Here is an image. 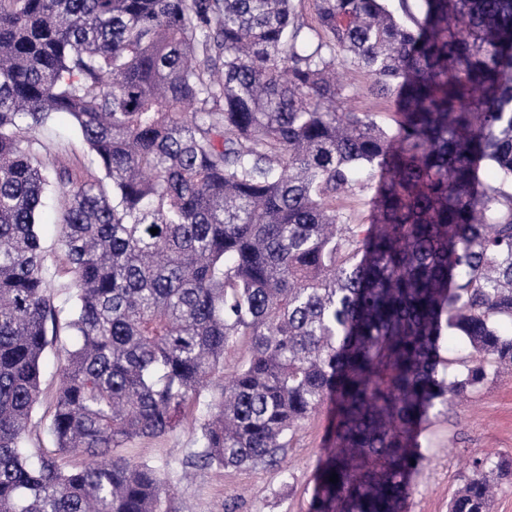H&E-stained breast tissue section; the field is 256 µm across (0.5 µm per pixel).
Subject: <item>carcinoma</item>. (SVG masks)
<instances>
[{
    "label": "carcinoma",
    "mask_w": 512,
    "mask_h": 512,
    "mask_svg": "<svg viewBox=\"0 0 512 512\" xmlns=\"http://www.w3.org/2000/svg\"><path fill=\"white\" fill-rule=\"evenodd\" d=\"M311 5L0 0V512H168L161 468L119 449L190 403L195 469L275 466L330 406L310 512H404L430 410L512 368V0ZM340 68L392 125L348 108ZM58 114L98 179L47 167ZM54 185L63 305L39 242ZM366 188L371 224L336 205ZM52 343L54 447L34 450ZM502 484L512 455L472 457L448 512H491ZM64 362V354L56 346H49L41 377V398L35 411V419L43 423L51 414V406L58 389L61 370Z\"/></svg>",
    "instance_id": "cac0c4a2"
}]
</instances>
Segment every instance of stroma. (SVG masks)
Wrapping results in <instances>:
<instances>
[{
    "label": "stroma",
    "mask_w": 512,
    "mask_h": 512,
    "mask_svg": "<svg viewBox=\"0 0 512 512\" xmlns=\"http://www.w3.org/2000/svg\"><path fill=\"white\" fill-rule=\"evenodd\" d=\"M39 137L50 159L95 172L86 148L60 115ZM326 414L306 423L274 468L203 469L185 472L183 462L196 448L188 425L159 438L135 441L122 454L133 462L149 461L165 470L171 488L169 512H309L313 473L326 447ZM425 457L412 480L408 512H448L461 486L470 456L497 459L512 454V368L492 371L466 401L436 407L421 435Z\"/></svg>",
    "instance_id": "1"
}]
</instances>
